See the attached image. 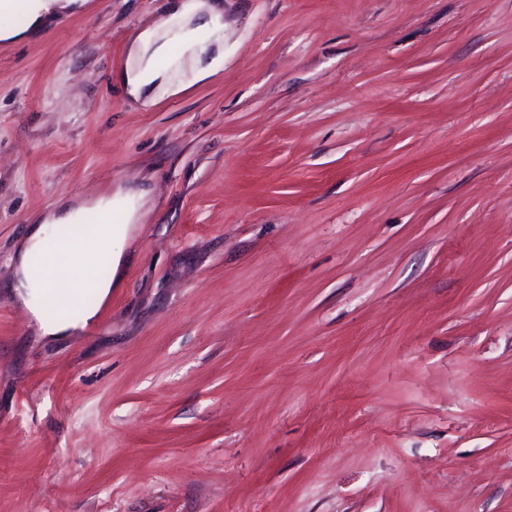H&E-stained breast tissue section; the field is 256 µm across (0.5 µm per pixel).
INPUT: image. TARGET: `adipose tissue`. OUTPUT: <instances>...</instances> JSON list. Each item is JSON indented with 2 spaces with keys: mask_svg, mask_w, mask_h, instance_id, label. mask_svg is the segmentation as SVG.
<instances>
[{
  "mask_svg": "<svg viewBox=\"0 0 512 512\" xmlns=\"http://www.w3.org/2000/svg\"><path fill=\"white\" fill-rule=\"evenodd\" d=\"M79 0H22L20 8L24 20L21 25L0 28V41L12 43L26 39L44 26L48 19L59 17L78 8ZM224 10L221 0H179L177 14L186 24L185 48L190 52V67L195 79L202 80L212 75L224 62L223 55L209 56V49L220 44L219 20ZM171 51L160 27L139 30L128 47V62L120 82L128 97L141 106H149L156 96L170 87L166 69L160 59ZM141 198L135 194L116 190L91 202H63L50 211L40 224L31 228L28 236L14 257V292L34 318H37L42 335L58 336L84 327L86 321L95 317V310L84 312L82 319L73 320L61 315L44 318L39 301L45 300L47 292L55 288H79L93 286L100 299L111 293V282L89 281L86 275L60 276L56 269L58 257L80 247L88 226L87 213L94 212L104 217L99 235L108 244V253L113 265L123 259L122 243L126 238L128 224L139 218ZM65 226L69 229L67 239H54L50 230Z\"/></svg>",
  "mask_w": 512,
  "mask_h": 512,
  "instance_id": "1",
  "label": "adipose tissue"
}]
</instances>
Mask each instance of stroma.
Listing matches in <instances>:
<instances>
[{"instance_id":"obj_1","label":"stroma","mask_w":512,"mask_h":512,"mask_svg":"<svg viewBox=\"0 0 512 512\" xmlns=\"http://www.w3.org/2000/svg\"><path fill=\"white\" fill-rule=\"evenodd\" d=\"M170 4L0 48V512H512V0H224L197 82ZM119 188L110 296L42 335L12 256ZM170 51V41L165 39L158 26L143 28L135 34L128 47L125 71L120 77L130 99L147 107L160 92L169 89V76L166 69L158 65V60Z\"/></svg>"}]
</instances>
